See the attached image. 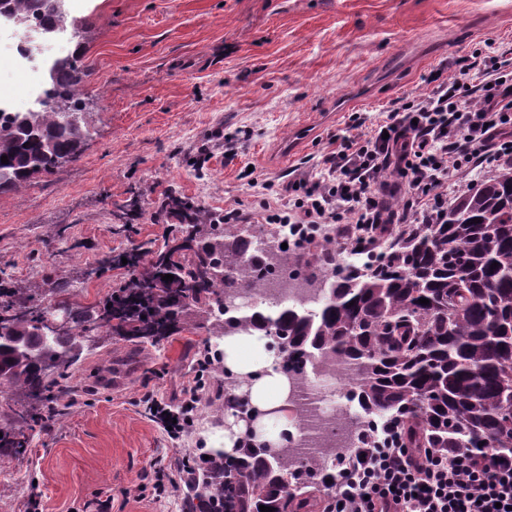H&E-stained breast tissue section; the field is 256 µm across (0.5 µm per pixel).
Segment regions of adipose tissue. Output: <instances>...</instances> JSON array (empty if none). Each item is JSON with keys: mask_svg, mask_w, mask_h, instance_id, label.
<instances>
[{"mask_svg": "<svg viewBox=\"0 0 512 512\" xmlns=\"http://www.w3.org/2000/svg\"><path fill=\"white\" fill-rule=\"evenodd\" d=\"M268 339L261 333L232 335L219 339L224 353V365L241 379L247 380L250 400L256 407L266 410L277 408L273 418H260L254 426L261 440L273 442L277 436L267 429L268 423H276L278 429L290 427L291 420L284 412L286 381L276 370V357L267 348Z\"/></svg>", "mask_w": 512, "mask_h": 512, "instance_id": "1", "label": "adipose tissue"}]
</instances>
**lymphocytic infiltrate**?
Returning a JSON list of instances; mask_svg holds the SVG:
<instances>
[{
  "mask_svg": "<svg viewBox=\"0 0 512 512\" xmlns=\"http://www.w3.org/2000/svg\"><path fill=\"white\" fill-rule=\"evenodd\" d=\"M483 63L467 81L431 72L429 94L376 123L353 119L351 133L336 136L335 150L323 156V177L298 173L297 198L267 206V223L368 252L381 237L377 205L399 188L405 200L393 226L438 223L448 207L449 171L466 177L483 163L512 160V58L487 55ZM219 368V358L199 359L177 404L144 396L169 439L194 430L211 400L208 378ZM344 462L348 478L330 492L327 512H512V456L494 448L416 451L396 437L355 449Z\"/></svg>",
  "mask_w": 512,
  "mask_h": 512,
  "instance_id": "lymphocytic-infiltrate-1",
  "label": "lymphocytic infiltrate"
}]
</instances>
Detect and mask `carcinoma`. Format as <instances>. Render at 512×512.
<instances>
[{
    "label": "carcinoma",
    "instance_id": "carcinoma-1",
    "mask_svg": "<svg viewBox=\"0 0 512 512\" xmlns=\"http://www.w3.org/2000/svg\"><path fill=\"white\" fill-rule=\"evenodd\" d=\"M65 0H3L0 17L46 31L65 22ZM82 44L56 61L44 107L13 112L0 107V193L24 188L39 175L58 172L94 132V112L78 85L85 74ZM160 214L171 234L160 246H136L104 258L100 273L127 270L102 302L89 309L69 300L71 284L45 288L36 281L0 277V315L11 340L0 343V455L18 457L34 433L54 419L50 400L67 396V380L83 353L104 355L107 337L135 343L208 325L212 336L260 331L276 338L277 371L296 385L300 363L317 355L324 366L354 368L351 399L358 411L345 414L349 433L378 442L397 427L407 448L493 446L512 454V161L472 183L448 205L442 224H411L384 232L377 254L348 253L331 265L333 242L318 244L309 259L283 249L282 228L226 224L192 198L169 193ZM479 222L474 223L472 219ZM127 264H122V259ZM288 260L303 265L313 295L262 311L266 273ZM498 263L492 267V263ZM171 274L174 279L163 280ZM244 289L256 304L248 310L224 305V295ZM429 304L419 303V299ZM65 309V336H38L39 324ZM112 324L102 323V318ZM93 332L97 340L84 336ZM240 381L224 370V409L248 416ZM341 452L305 457L288 444L269 448L245 435L237 455L222 451L193 462L184 512H318L305 492Z\"/></svg>",
    "mask_w": 512,
    "mask_h": 512
}]
</instances>
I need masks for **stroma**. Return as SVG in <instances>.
Masks as SVG:
<instances>
[{"label":"stroma","mask_w":512,"mask_h":512,"mask_svg":"<svg viewBox=\"0 0 512 512\" xmlns=\"http://www.w3.org/2000/svg\"><path fill=\"white\" fill-rule=\"evenodd\" d=\"M64 30L83 41L81 92L95 133L59 174L0 193V270L14 279L78 283L74 298L103 299L122 274L84 280L107 255L170 226L157 207L168 191L224 212H262L296 171L315 169L351 115L382 119L428 93L429 74L455 72L492 47L512 57V0H66ZM139 192L141 212L112 231L116 203ZM206 329L143 346L105 372L99 357L73 379L76 403L16 460L0 457V507L24 512H181L157 498L155 464L209 448L224 427L206 406L173 445L144 414V394L172 399L191 375Z\"/></svg>","instance_id":"1"}]
</instances>
